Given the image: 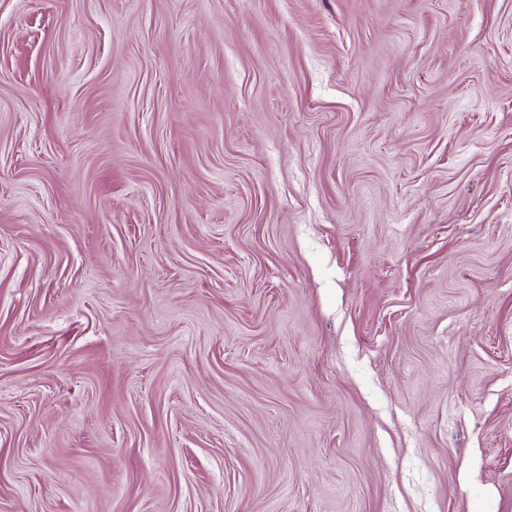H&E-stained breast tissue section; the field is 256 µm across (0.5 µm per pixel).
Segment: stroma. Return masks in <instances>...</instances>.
<instances>
[{
    "label": "stroma",
    "mask_w": 512,
    "mask_h": 512,
    "mask_svg": "<svg viewBox=\"0 0 512 512\" xmlns=\"http://www.w3.org/2000/svg\"><path fill=\"white\" fill-rule=\"evenodd\" d=\"M0 512H512V0H0Z\"/></svg>",
    "instance_id": "1"
}]
</instances>
